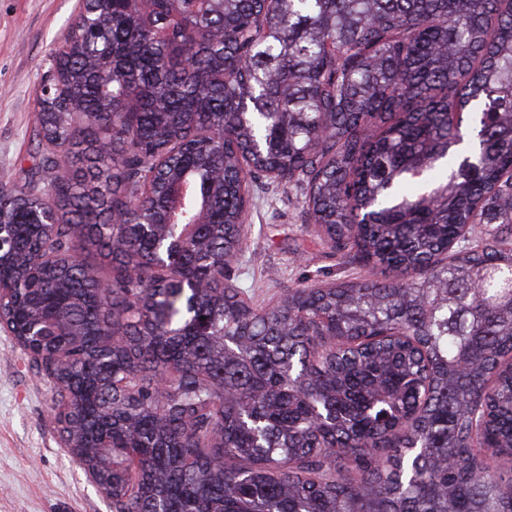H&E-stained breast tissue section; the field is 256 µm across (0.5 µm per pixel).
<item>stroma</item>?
<instances>
[{
    "instance_id": "1",
    "label": "stroma",
    "mask_w": 512,
    "mask_h": 512,
    "mask_svg": "<svg viewBox=\"0 0 512 512\" xmlns=\"http://www.w3.org/2000/svg\"><path fill=\"white\" fill-rule=\"evenodd\" d=\"M82 0H0V180L23 183L32 165L35 98ZM245 245L224 277L258 306L290 289L365 278L323 241L300 190L250 183ZM52 392L10 331L0 327V512H112L66 446Z\"/></svg>"
}]
</instances>
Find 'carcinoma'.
<instances>
[{"label":"carcinoma","instance_id":"1","mask_svg":"<svg viewBox=\"0 0 512 512\" xmlns=\"http://www.w3.org/2000/svg\"><path fill=\"white\" fill-rule=\"evenodd\" d=\"M43 88L0 324L112 512H512V0H86ZM247 172L370 278L245 301Z\"/></svg>","mask_w":512,"mask_h":512}]
</instances>
